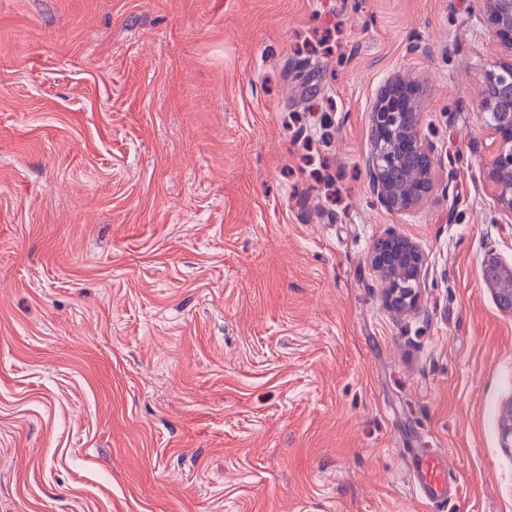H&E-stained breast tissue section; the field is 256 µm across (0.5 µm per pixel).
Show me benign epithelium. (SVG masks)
<instances>
[{
	"mask_svg": "<svg viewBox=\"0 0 512 512\" xmlns=\"http://www.w3.org/2000/svg\"><path fill=\"white\" fill-rule=\"evenodd\" d=\"M478 18L493 39L512 50V0H483ZM418 89L394 76L380 88L370 112L371 149L367 165L372 187L388 209L407 212L419 206L432 191L434 145L423 136L417 119ZM486 127L497 152L488 177L500 191L496 209L512 222V63L495 65L486 72L481 101ZM419 165L418 180L401 184L398 177L408 165ZM371 267L386 282V301L396 310L412 308L418 300L423 267L419 247L408 237L391 232L379 239L368 257ZM484 278L495 288L499 306L512 313V268L491 254ZM501 444L512 448V404L500 423Z\"/></svg>",
	"mask_w": 512,
	"mask_h": 512,
	"instance_id": "obj_1",
	"label": "benign epithelium"
}]
</instances>
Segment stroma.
Returning <instances> with one entry per match:
<instances>
[{"instance_id":"obj_1","label":"stroma","mask_w":512,"mask_h":512,"mask_svg":"<svg viewBox=\"0 0 512 512\" xmlns=\"http://www.w3.org/2000/svg\"><path fill=\"white\" fill-rule=\"evenodd\" d=\"M480 5L0 0V512H512ZM397 73L435 147L406 214L366 165ZM368 260L386 282V301L391 308L404 310L416 305L423 255L413 241L391 232L374 244ZM394 266L400 267L399 277L393 272ZM448 470L439 458L413 452V489L417 495L436 504L445 499V488L448 486Z\"/></svg>"}]
</instances>
